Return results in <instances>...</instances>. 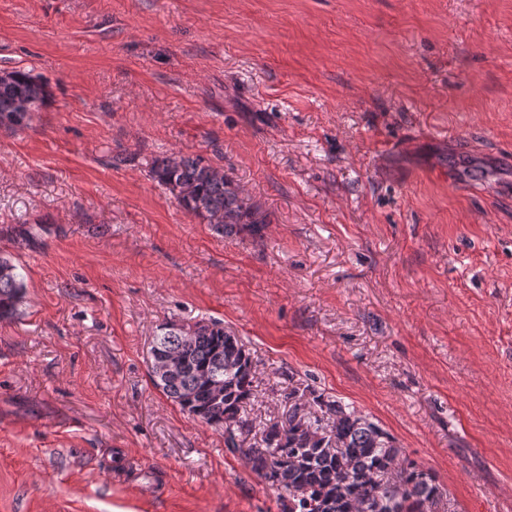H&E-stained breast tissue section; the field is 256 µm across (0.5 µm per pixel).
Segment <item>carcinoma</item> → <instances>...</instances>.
I'll return each mask as SVG.
<instances>
[{"instance_id":"carcinoma-1","label":"carcinoma","mask_w":512,"mask_h":512,"mask_svg":"<svg viewBox=\"0 0 512 512\" xmlns=\"http://www.w3.org/2000/svg\"><path fill=\"white\" fill-rule=\"evenodd\" d=\"M50 97L47 84L28 72L0 74V125L21 127ZM151 176L175 194L189 215L222 232L260 220L224 175L200 156L172 154L154 161ZM25 283L10 258L0 256V321L13 319ZM161 354L181 370L155 387L180 409L224 430V447L284 492L283 512H436L443 491L435 479L403 456L394 438L368 415L306 385L293 386L281 422L268 426L261 444L243 446L253 429L247 410L255 397L256 367L240 339L224 328L196 324L185 339L169 324L154 336ZM222 381V396L211 381Z\"/></svg>"}]
</instances>
